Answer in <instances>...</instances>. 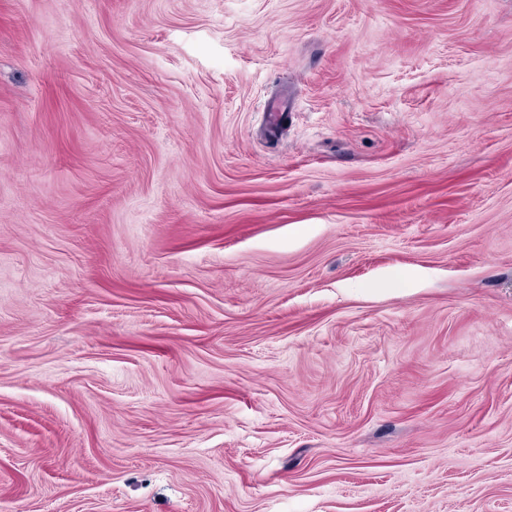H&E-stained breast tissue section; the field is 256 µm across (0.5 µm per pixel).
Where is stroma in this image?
Masks as SVG:
<instances>
[{"label": "stroma", "mask_w": 512, "mask_h": 512, "mask_svg": "<svg viewBox=\"0 0 512 512\" xmlns=\"http://www.w3.org/2000/svg\"><path fill=\"white\" fill-rule=\"evenodd\" d=\"M0 512H512V0H0Z\"/></svg>", "instance_id": "35a3bbf8"}]
</instances>
